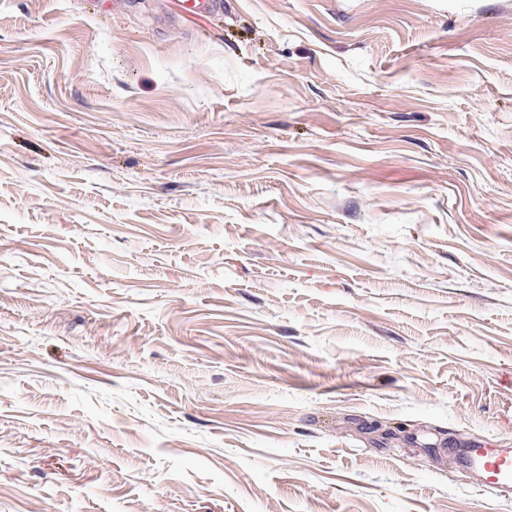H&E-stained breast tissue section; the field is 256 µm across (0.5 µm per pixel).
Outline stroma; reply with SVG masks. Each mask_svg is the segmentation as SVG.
<instances>
[{
  "label": "stroma",
  "instance_id": "35a3bbf8",
  "mask_svg": "<svg viewBox=\"0 0 512 512\" xmlns=\"http://www.w3.org/2000/svg\"><path fill=\"white\" fill-rule=\"evenodd\" d=\"M112 2L0 0V512H512V0ZM460 465L475 471L480 483L497 490L512 489V448H490L480 443L449 449Z\"/></svg>",
  "mask_w": 512,
  "mask_h": 512
}]
</instances>
